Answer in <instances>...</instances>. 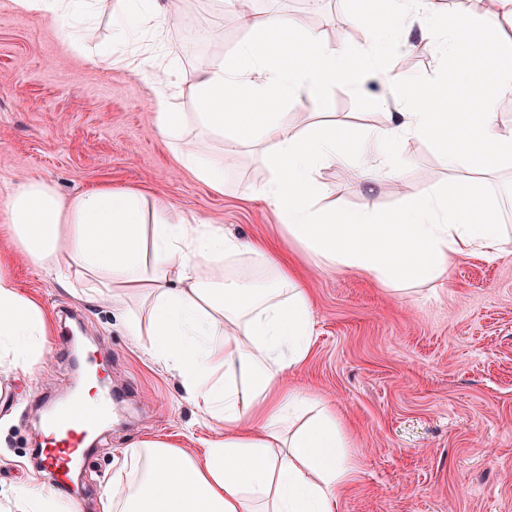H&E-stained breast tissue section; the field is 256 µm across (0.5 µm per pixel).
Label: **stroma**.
I'll return each mask as SVG.
<instances>
[{"label":"stroma","instance_id":"stroma-1","mask_svg":"<svg viewBox=\"0 0 512 512\" xmlns=\"http://www.w3.org/2000/svg\"><path fill=\"white\" fill-rule=\"evenodd\" d=\"M115 6L97 0L70 39L57 24L0 0V199L23 180L47 182L64 197L132 186L176 213L264 243L301 272L312 304L311 353L288 379L334 410L349 437L354 477L337 512H512V252L461 258L446 283L404 297L357 272L318 265L251 194L269 177L261 155L226 158L217 193L182 168L155 131L154 91L144 75L167 68L162 45L178 63L172 106L189 112L198 60L231 62L249 30L225 28L227 12L216 0H195L163 32L143 30L123 44L140 56V75L90 60L113 46ZM306 25L331 49L366 47L345 0H320ZM426 41L418 22L407 24L385 67L405 77L438 75L443 61ZM385 96L377 78L357 94L339 85L324 102L288 105V121L304 128L335 119L360 136L391 126ZM404 151L411 164L400 184L384 174L357 184L340 165L323 168L324 205L394 211L404 197L451 182L430 143L411 140ZM13 274L48 314H76L119 396L116 417L76 482L81 512H103L112 464L136 440L156 437L203 453L211 431L184 400L179 379L141 354L108 307L77 298L37 267L20 264ZM75 379L56 341L29 367L0 366V512H20L14 490L39 475L30 453L44 405Z\"/></svg>","mask_w":512,"mask_h":512}]
</instances>
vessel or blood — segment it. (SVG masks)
I'll return each mask as SVG.
<instances>
[{
    "label": "vessel or blood",
    "mask_w": 512,
    "mask_h": 512,
    "mask_svg": "<svg viewBox=\"0 0 512 512\" xmlns=\"http://www.w3.org/2000/svg\"><path fill=\"white\" fill-rule=\"evenodd\" d=\"M115 394L104 389L94 411H85L81 393L51 407L44 419V442L35 461L57 488L70 487L74 469L88 455L92 440L112 416Z\"/></svg>",
    "instance_id": "obj_1"
}]
</instances>
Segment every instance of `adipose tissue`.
Returning a JSON list of instances; mask_svg holds the SVG:
<instances>
[{
  "label": "adipose tissue",
  "instance_id": "ef3b65f1",
  "mask_svg": "<svg viewBox=\"0 0 512 512\" xmlns=\"http://www.w3.org/2000/svg\"><path fill=\"white\" fill-rule=\"evenodd\" d=\"M420 10L431 18L429 41L444 61L458 62L454 76L385 73L400 110L392 126L368 131L361 143L345 123L289 126L285 104L322 98L339 84L361 89L369 72L383 71L399 29ZM371 12L388 23L368 30L357 54L329 49L287 14H266L231 64H198L195 113L172 111L161 93L152 106L156 132L200 182L223 191L225 156L262 154L270 176L253 192L295 242L326 267L405 291L447 282L459 258L505 249L502 225L453 199L477 193L484 154L512 168V126L492 109L512 95V37L496 41L497 66L486 80L461 64L466 34L482 32L478 16L445 26L437 0H351L354 25L365 28ZM477 103L480 117L469 118ZM190 119L218 137L219 157L184 139ZM411 139L441 152L455 175L449 188L406 197L396 211L321 206L322 168L337 162L354 182L375 180L377 168L354 160L366 144L399 180L409 164L400 146ZM242 255L268 277L246 271L228 280L227 261ZM21 262L110 307L143 353L181 379L213 430L199 457L159 439L132 443L113 465L112 512H335L352 473L346 431L326 404L287 383L288 370L309 356L311 307L297 276L262 245L191 221L132 187L102 185L64 200L46 182L17 184L0 202V356L25 367L42 356L51 324L12 274Z\"/></svg>",
  "mask_w": 512,
  "mask_h": 512
}]
</instances>
